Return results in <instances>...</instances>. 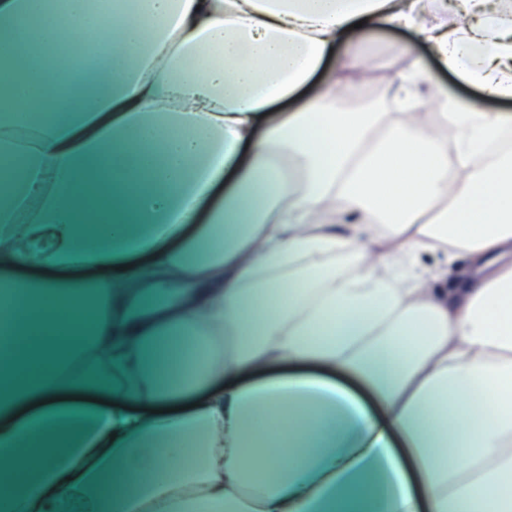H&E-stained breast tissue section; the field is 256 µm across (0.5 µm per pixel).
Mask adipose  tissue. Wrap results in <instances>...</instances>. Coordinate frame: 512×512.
Returning a JSON list of instances; mask_svg holds the SVG:
<instances>
[{
    "mask_svg": "<svg viewBox=\"0 0 512 512\" xmlns=\"http://www.w3.org/2000/svg\"><path fill=\"white\" fill-rule=\"evenodd\" d=\"M91 5L66 0L69 61L39 80L46 40L0 53V317L21 294L15 334L52 333L0 340L23 474L0 512H512V115L416 64L386 76L402 111L343 104L378 29L512 100V0H112L90 26ZM458 252L451 296L419 256ZM286 363L360 379L381 416L253 376Z\"/></svg>",
    "mask_w": 512,
    "mask_h": 512,
    "instance_id": "1",
    "label": "adipose tissue"
}]
</instances>
